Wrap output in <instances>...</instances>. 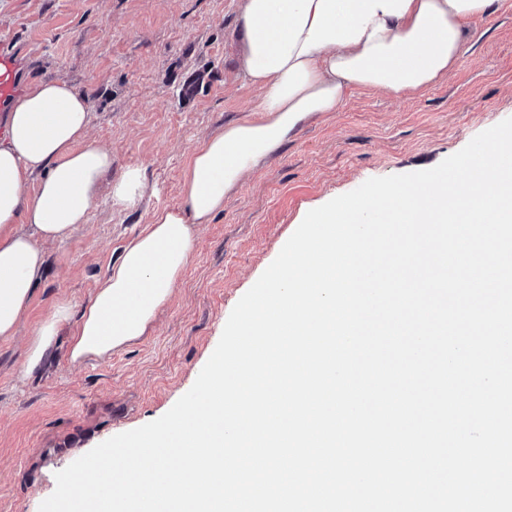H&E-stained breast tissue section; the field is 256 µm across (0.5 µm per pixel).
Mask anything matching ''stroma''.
Returning <instances> with one entry per match:
<instances>
[{"label": "stroma", "instance_id": "stroma-1", "mask_svg": "<svg viewBox=\"0 0 512 512\" xmlns=\"http://www.w3.org/2000/svg\"><path fill=\"white\" fill-rule=\"evenodd\" d=\"M242 0H0V46L21 80L70 83L92 101L91 134L112 174L142 166L132 212L100 196L86 224L45 248L46 269L16 338L0 340V512H39L56 472L99 443L164 415L194 384L239 299L308 211L366 180L426 170L512 117V0L467 26L447 80L394 97L355 89L303 127L201 225L193 255L150 336L106 360L72 364L65 342L24 375L27 344L59 304L88 302L122 248L159 207L182 205L193 148L251 116L260 92L242 75Z\"/></svg>", "mask_w": 512, "mask_h": 512}]
</instances>
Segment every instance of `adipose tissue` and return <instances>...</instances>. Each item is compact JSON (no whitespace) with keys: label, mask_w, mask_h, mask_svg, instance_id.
Segmentation results:
<instances>
[{"label":"adipose tissue","mask_w":512,"mask_h":512,"mask_svg":"<svg viewBox=\"0 0 512 512\" xmlns=\"http://www.w3.org/2000/svg\"><path fill=\"white\" fill-rule=\"evenodd\" d=\"M501 0H244L235 33L245 80L261 92L257 116L227 124L195 148L181 177L183 204L154 210L80 314L61 305L32 336L25 373L42 366L64 325L69 356L103 359L146 336L193 252L194 227L261 169L306 123L336 111L355 88L393 96L445 79L466 22H492ZM88 96L35 80L12 105L0 139V339L16 335L43 272L42 243L85 223L110 150L91 141ZM146 190L141 166L112 182L117 212Z\"/></svg>","instance_id":"adipose-tissue-1"}]
</instances>
